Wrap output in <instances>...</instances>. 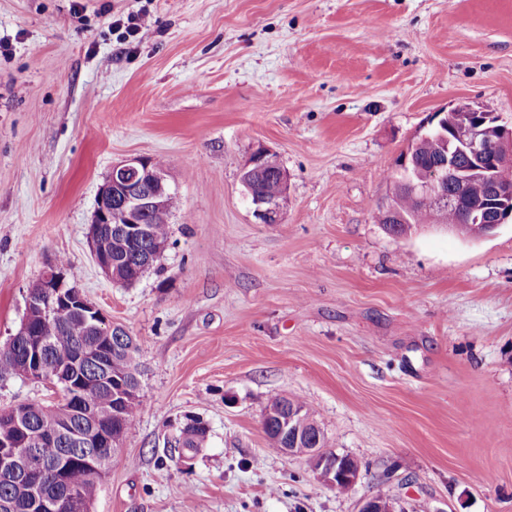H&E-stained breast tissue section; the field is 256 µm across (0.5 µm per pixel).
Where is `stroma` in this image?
Returning <instances> with one entry per match:
<instances>
[{
    "mask_svg": "<svg viewBox=\"0 0 512 512\" xmlns=\"http://www.w3.org/2000/svg\"><path fill=\"white\" fill-rule=\"evenodd\" d=\"M144 13L128 43L115 20ZM461 101L512 121V0H0V344L58 265L139 347L140 416L91 512H512V224L379 222L400 155ZM260 145L288 173L280 224L241 182ZM130 158L163 160L177 204L123 286L89 230ZM283 396L359 461L349 492L270 451ZM54 398L0 377V410ZM191 416L208 436L178 460Z\"/></svg>",
    "mask_w": 512,
    "mask_h": 512,
    "instance_id": "35a3bbf8",
    "label": "stroma"
}]
</instances>
